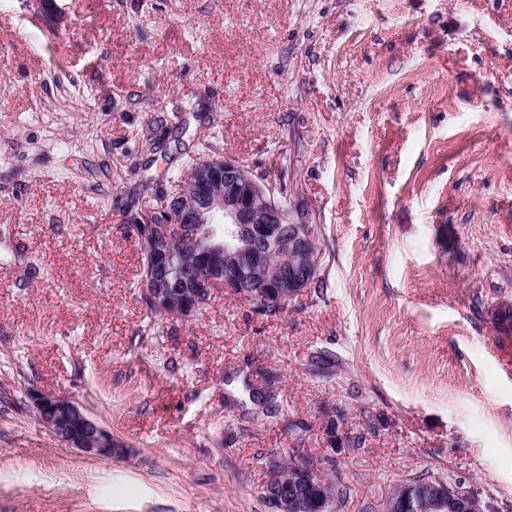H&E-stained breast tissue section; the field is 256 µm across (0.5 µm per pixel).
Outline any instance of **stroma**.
Instances as JSON below:
<instances>
[{"label": "stroma", "mask_w": 512, "mask_h": 512, "mask_svg": "<svg viewBox=\"0 0 512 512\" xmlns=\"http://www.w3.org/2000/svg\"><path fill=\"white\" fill-rule=\"evenodd\" d=\"M212 152L318 225L323 285L146 334L131 201ZM505 307L512 0H0V512H268L295 449L334 512L419 477L512 512ZM37 391L122 455L65 447Z\"/></svg>", "instance_id": "35a3bbf8"}]
</instances>
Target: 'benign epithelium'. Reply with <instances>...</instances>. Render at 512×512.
<instances>
[{
	"label": "benign epithelium",
	"instance_id": "obj_1",
	"mask_svg": "<svg viewBox=\"0 0 512 512\" xmlns=\"http://www.w3.org/2000/svg\"><path fill=\"white\" fill-rule=\"evenodd\" d=\"M180 220L177 223L153 224L144 233V240L155 248L160 267V280L146 291L150 305L164 315L174 305L170 282H179L188 276V267L175 252L159 247L161 240L170 238L173 231L184 233L190 224H207L220 217L226 224L224 233L237 240L233 252L224 255L230 269L224 274H213L199 280L200 295L211 301L216 293L233 294L252 282V269L265 250L284 244L292 255L286 268H270L263 283L265 292L277 298V303L288 306L308 284L319 277L323 251L314 225L294 221L292 212L285 210L275 199L273 187L265 181L245 173L244 165L224 159V193L214 190L205 174H189L184 180V191L175 197ZM271 227L288 225L283 237L275 242L254 230V225ZM40 421L68 448L97 459H110L122 452L112 433L91 418L78 402L45 392L31 394ZM279 458L272 459L268 484L263 489L270 512H309V496L300 492L296 484L291 492L281 490L283 480ZM385 512H479L475 496L466 487H450L430 480L409 483L401 493L388 498Z\"/></svg>",
	"mask_w": 512,
	"mask_h": 512
}]
</instances>
